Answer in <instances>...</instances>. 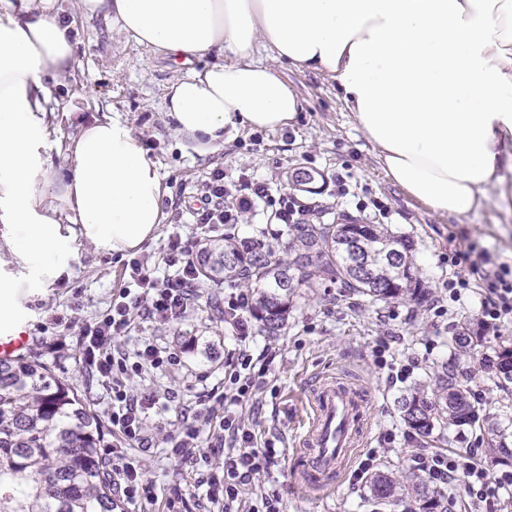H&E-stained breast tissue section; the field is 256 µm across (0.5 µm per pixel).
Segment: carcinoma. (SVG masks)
<instances>
[{"label":"carcinoma","mask_w":512,"mask_h":512,"mask_svg":"<svg viewBox=\"0 0 512 512\" xmlns=\"http://www.w3.org/2000/svg\"><path fill=\"white\" fill-rule=\"evenodd\" d=\"M289 257L269 246L242 244L224 233L193 259L200 287L241 282L251 288L250 316L269 336L285 327L294 298L320 284L368 302L425 301L409 241L381 224H290ZM486 336L471 319L451 337L453 353L429 383L401 397L403 423L420 438L473 422L470 379L457 361L479 354L496 382H512V346L486 353ZM98 416L75 387L47 364L26 356L0 358V512H115L112 481L99 453L109 448ZM373 499L392 508L411 499L414 512H448V489L420 476L407 481L377 473Z\"/></svg>","instance_id":"carcinoma-1"}]
</instances>
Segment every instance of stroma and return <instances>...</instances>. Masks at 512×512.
I'll return each mask as SVG.
<instances>
[{"label":"stroma","mask_w":512,"mask_h":512,"mask_svg":"<svg viewBox=\"0 0 512 512\" xmlns=\"http://www.w3.org/2000/svg\"><path fill=\"white\" fill-rule=\"evenodd\" d=\"M76 70L51 82L59 107L54 114V140L77 134L81 127L112 113L141 134L149 156L159 168L165 187V219L157 236L144 244L141 256L160 262L170 238L184 239L194 229L188 213L175 205L185 192L196 191L213 169H223L232 179L248 174L264 181L271 193L286 189V171L304 167L320 172L322 182L313 191H296L321 223L351 219L360 224H382L413 242L418 275L428 292L426 302L392 301L371 304L335 289L310 288L278 336L253 332L247 342L224 321L215 318L210 302L242 291L239 283L202 288L184 318L172 324L136 319L124 341L136 348L141 337L175 349L181 364L145 374L144 383L169 406L167 420L194 405L202 391L224 383V368L240 349L252 356L272 353L259 389L243 413L256 423L255 444L271 450L273 465L263 480L265 493L278 497L284 512H371L365 486L343 481L327 495L302 493L293 485L296 435L309 413L308 393L318 379L333 375L367 390L369 429L366 445L381 449L376 464L381 472L412 475V457L420 451L476 450L487 457L491 438L484 422L451 426L437 439L407 441L408 430L400 418L398 401L409 389L425 382L450 355L449 338L456 325L476 315L480 296L466 292L457 302L447 301L445 285L455 272L451 252L475 243L495 261L512 267V209L503 208L496 192L483 206L466 216L437 214L409 197L380 168L371 144L357 130L329 77L297 70L287 63L278 69L300 99L301 110L293 127L279 130L227 129L222 148L200 153L193 142L179 137L166 114L165 91L169 81L181 76L169 59L127 42L102 20L78 26ZM285 225L276 223L271 208L255 207L234 228L237 239H260L287 256ZM123 255H105L84 247L72 261L69 277L57 281L27 305L24 314L31 336L25 353L47 363L59 377L73 382L79 396L99 417H106L109 400L79 360L78 334L82 323L94 320L112 303V295L126 287ZM446 300L440 315L433 301ZM414 361L406 382L390 384L388 378L407 361ZM472 390L483 396L500 426L512 435V383L499 387L490 381L481 358L461 357ZM391 443H384V436ZM145 476L155 486L158 501L149 512H162L163 502L175 492L187 496V512H198L191 496L193 475H205L222 462L220 449L208 448L196 468L168 458L162 449L142 452Z\"/></svg>","instance_id":"obj_1"}]
</instances>
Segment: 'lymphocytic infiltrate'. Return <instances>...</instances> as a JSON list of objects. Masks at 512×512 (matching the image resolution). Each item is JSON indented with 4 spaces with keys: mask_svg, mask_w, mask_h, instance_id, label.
<instances>
[{
    "mask_svg": "<svg viewBox=\"0 0 512 512\" xmlns=\"http://www.w3.org/2000/svg\"><path fill=\"white\" fill-rule=\"evenodd\" d=\"M274 209L281 224L303 223L309 214L294 196H272L264 183L248 176L226 181L223 169H214L196 195L185 201L197 237H206L213 228L239 223L256 201ZM188 243L176 239L169 243L163 257L170 275L157 277L147 260L133 258L125 268L131 288L121 289L109 308L97 319L83 324L78 346L83 366L112 397L109 419L119 447L101 451L104 464L116 476V486L128 503H150L155 499L151 483L144 479V465L135 451L151 447L155 426L148 411L155 407L153 391L134 389L132 380L142 372L179 363L176 353L151 339H143L133 353H126L121 343L128 336L135 315L171 323L182 318L194 304L196 277L192 269ZM451 262L457 266L455 280L449 281L450 300H460L470 286L484 288L485 296L478 310L482 325H498L512 320V268L494 263L490 254L477 245L455 253ZM259 387L252 357L239 353L233 369L225 372L224 385L212 388L196 402L192 411H184L163 437L170 457L189 465L196 461L203 447L224 452L222 466L210 469L201 482L207 500L220 512H241L243 490L251 480L270 471L271 456L259 452L254 444L253 424L239 408ZM413 467L431 482L451 486L462 484L464 512H481L493 504L499 491H512V470L492 472L477 462L474 453H416Z\"/></svg>",
    "mask_w": 512,
    "mask_h": 512,
    "instance_id": "1",
    "label": "lymphocytic infiltrate"
}]
</instances>
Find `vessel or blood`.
Listing matches in <instances>:
<instances>
[{
    "mask_svg": "<svg viewBox=\"0 0 512 512\" xmlns=\"http://www.w3.org/2000/svg\"><path fill=\"white\" fill-rule=\"evenodd\" d=\"M311 416L300 435L296 477L312 492L335 488L351 467L368 433L365 391L330 376L309 395Z\"/></svg>",
    "mask_w": 512,
    "mask_h": 512,
    "instance_id": "vessel-or-blood-1",
    "label": "vessel or blood"
}]
</instances>
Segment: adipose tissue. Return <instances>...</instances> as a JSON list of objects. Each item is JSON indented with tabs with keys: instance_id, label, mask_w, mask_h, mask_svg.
<instances>
[{
	"instance_id": "adipose-tissue-1",
	"label": "adipose tissue",
	"mask_w": 512,
	"mask_h": 512,
	"mask_svg": "<svg viewBox=\"0 0 512 512\" xmlns=\"http://www.w3.org/2000/svg\"><path fill=\"white\" fill-rule=\"evenodd\" d=\"M184 66L174 130L201 151L226 127L277 130L300 101L274 64L327 75L387 177L434 212L512 203V0H75ZM76 19L57 0H0V330L70 272L79 247L154 239L167 190L141 137L104 116L50 168L48 81L74 70Z\"/></svg>"
}]
</instances>
